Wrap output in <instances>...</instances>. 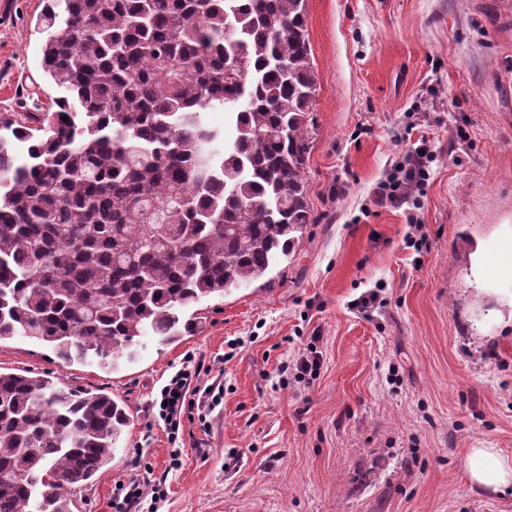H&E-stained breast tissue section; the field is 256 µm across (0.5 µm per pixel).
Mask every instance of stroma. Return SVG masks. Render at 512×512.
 <instances>
[{"label": "stroma", "instance_id": "stroma-1", "mask_svg": "<svg viewBox=\"0 0 512 512\" xmlns=\"http://www.w3.org/2000/svg\"><path fill=\"white\" fill-rule=\"evenodd\" d=\"M42 0L0 13V114L57 95ZM317 80L310 222L283 275L203 300V324L144 338L119 371L0 341V371L111 393L133 414L74 512H115L145 479L152 512H512L470 492V448L512 457V0H306ZM427 145L416 226L374 190ZM377 292L368 308L360 301ZM317 353L314 376L296 361ZM197 369L170 439L161 390ZM164 495L154 498L155 484Z\"/></svg>", "mask_w": 512, "mask_h": 512}]
</instances>
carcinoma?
I'll list each match as a JSON object with an SVG mask.
<instances>
[{
  "mask_svg": "<svg viewBox=\"0 0 512 512\" xmlns=\"http://www.w3.org/2000/svg\"><path fill=\"white\" fill-rule=\"evenodd\" d=\"M40 28L60 96L0 122V341L117 371L309 223L305 0H47ZM130 423L108 393L0 372V512H73Z\"/></svg>",
  "mask_w": 512,
  "mask_h": 512,
  "instance_id": "carcinoma-1",
  "label": "carcinoma"
}]
</instances>
